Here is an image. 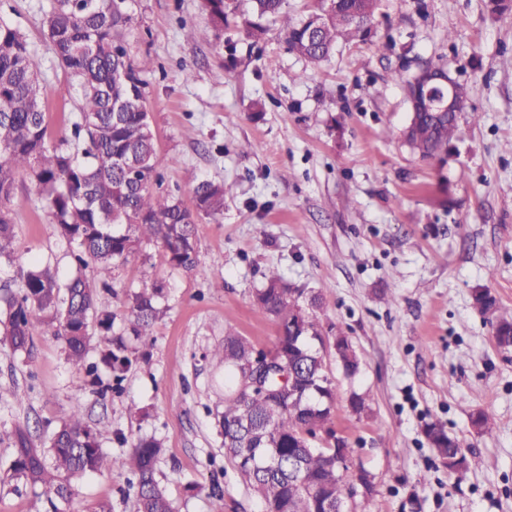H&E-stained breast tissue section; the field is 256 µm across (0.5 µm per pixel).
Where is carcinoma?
<instances>
[{
    "label": "carcinoma",
    "instance_id": "1",
    "mask_svg": "<svg viewBox=\"0 0 512 512\" xmlns=\"http://www.w3.org/2000/svg\"><path fill=\"white\" fill-rule=\"evenodd\" d=\"M127 0H46L43 27L59 67L68 77L76 112L68 119L69 147L50 142L46 124L41 60L25 35L0 19V262L17 260L10 210L16 176L31 177L50 211L58 235L76 244L75 273L64 284L46 261L23 272V294L0 287V345L29 349L34 333L45 328L63 342L72 366L85 367L94 335H108L115 316L98 298L96 283L84 270L95 267L102 288L110 290L112 268L124 263L143 242L159 244L168 263L195 276L217 280L196 243V224L224 215L231 187L201 180L187 204L173 193H156L159 182L155 135L149 122L145 74L149 58L135 59L128 50L132 20ZM214 37H220L233 12L229 0H202ZM283 0H250L252 18L246 32L258 39L260 20L278 22L291 50L314 63L327 59L339 41H365L379 0H343L338 11L327 0H315L312 11L295 21L282 11ZM493 18L512 26V0H488ZM459 134L458 115L437 119L423 113L413 123L409 144L421 157L442 164ZM302 291L271 270L253 295L255 309L277 329L272 348L258 349L229 328L211 353L224 366V398L219 424L227 460L268 512H336L349 491L345 471L354 449L345 448L347 464L336 471L333 408L336 384L324 372L317 350L322 337H336L334 326L320 324L316 310L321 292L301 301ZM165 288L133 289L126 294L128 314L122 332L113 336L101 356L113 380L121 382L136 357L127 337L148 336L163 319ZM474 305L492 329L496 346L512 350V313L487 289L472 294ZM340 359L359 372L364 358L348 337L338 343ZM288 368V390L277 380ZM87 368V367H85ZM93 374L96 367L87 368ZM349 405L361 416L371 413L369 395L351 392ZM478 433L494 423L493 414L477 408L470 414ZM101 430L88 425L76 407L40 448L28 432L13 435V470L31 486L61 500L71 495V479L96 474L107 465L100 448ZM426 440L450 471L465 468L466 450L443 426L431 425ZM163 442L141 438L127 459L137 489V512H175L156 477Z\"/></svg>",
    "mask_w": 512,
    "mask_h": 512
}]
</instances>
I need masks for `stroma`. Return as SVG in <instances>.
<instances>
[{"label":"stroma","mask_w":512,"mask_h":512,"mask_svg":"<svg viewBox=\"0 0 512 512\" xmlns=\"http://www.w3.org/2000/svg\"><path fill=\"white\" fill-rule=\"evenodd\" d=\"M43 3L0 0V17L41 58L57 141L69 134L73 101L42 28ZM129 3L130 53L153 61L146 91L160 191L187 201L203 179L233 187L223 218L201 220L196 233L223 282L171 267L155 243L114 269L104 295L114 331L129 290L163 281L168 306L117 393L97 394L53 330L26 352L0 347V512H53L50 494L12 471L13 433L46 443L78 406L106 428L99 445L113 464L73 481L76 512H136L126 460L140 435L165 443L157 477L176 512H267L224 457V369L208 352L228 325L273 345L276 328L252 303L271 269L294 287L322 289L323 322L367 357L353 379L333 373L334 428L356 450L346 481L365 471L375 485L350 512H512V350L496 348L472 305L473 291L488 288L512 309V27L494 20L487 0H380L371 41L338 44L314 64L275 24L256 42L237 16L216 41L201 0ZM187 25L202 30L197 45L186 44ZM429 60L467 89L459 138L440 168L404 145L410 104L394 79ZM258 109L263 120L251 121ZM247 142L254 151L242 152ZM10 208L20 260L0 264V286L22 287V268L46 259L67 281L71 249L28 175L18 176ZM15 387L22 402L8 395ZM352 390L369 393L370 417L350 412ZM478 406L496 417L481 435L469 422ZM431 422L460 440L464 471L448 472L429 448Z\"/></svg>","instance_id":"35a3bbf8"}]
</instances>
